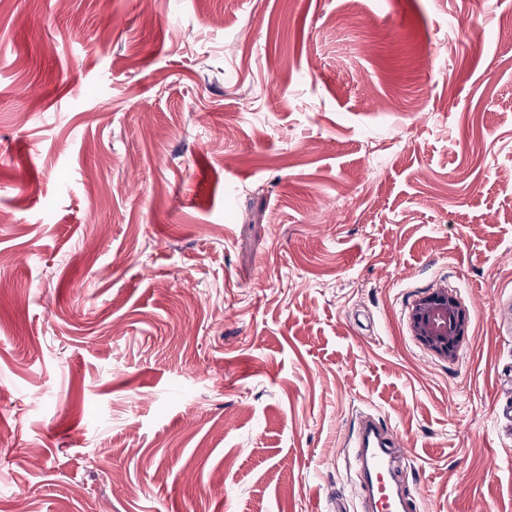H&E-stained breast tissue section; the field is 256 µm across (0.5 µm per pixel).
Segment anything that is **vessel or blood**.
<instances>
[{"label": "vessel or blood", "instance_id": "obj_1", "mask_svg": "<svg viewBox=\"0 0 512 512\" xmlns=\"http://www.w3.org/2000/svg\"><path fill=\"white\" fill-rule=\"evenodd\" d=\"M396 445L397 437L383 419L368 415L359 422L353 459L366 483V512H411L412 500L393 456Z\"/></svg>", "mask_w": 512, "mask_h": 512}]
</instances>
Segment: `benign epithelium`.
<instances>
[{
	"label": "benign epithelium",
	"instance_id": "benign-epithelium-1",
	"mask_svg": "<svg viewBox=\"0 0 512 512\" xmlns=\"http://www.w3.org/2000/svg\"><path fill=\"white\" fill-rule=\"evenodd\" d=\"M409 329L424 348L451 362L457 358L467 335V312L448 289L437 288L415 300L409 315Z\"/></svg>",
	"mask_w": 512,
	"mask_h": 512
}]
</instances>
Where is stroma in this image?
I'll return each mask as SVG.
<instances>
[{"mask_svg":"<svg viewBox=\"0 0 512 512\" xmlns=\"http://www.w3.org/2000/svg\"><path fill=\"white\" fill-rule=\"evenodd\" d=\"M510 19L0 0V512H360L365 412L419 512H512ZM409 329L424 348L451 362L457 358L467 335V312L448 288H437L415 300L409 315Z\"/></svg>","mask_w":512,"mask_h":512,"instance_id":"1","label":"stroma"}]
</instances>
